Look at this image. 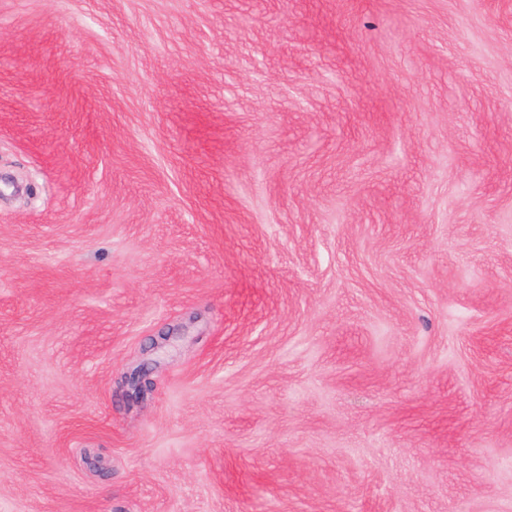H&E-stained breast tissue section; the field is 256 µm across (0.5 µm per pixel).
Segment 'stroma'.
<instances>
[{
	"instance_id": "1",
	"label": "stroma",
	"mask_w": 512,
	"mask_h": 512,
	"mask_svg": "<svg viewBox=\"0 0 512 512\" xmlns=\"http://www.w3.org/2000/svg\"><path fill=\"white\" fill-rule=\"evenodd\" d=\"M0 512H512V0H0Z\"/></svg>"
}]
</instances>
